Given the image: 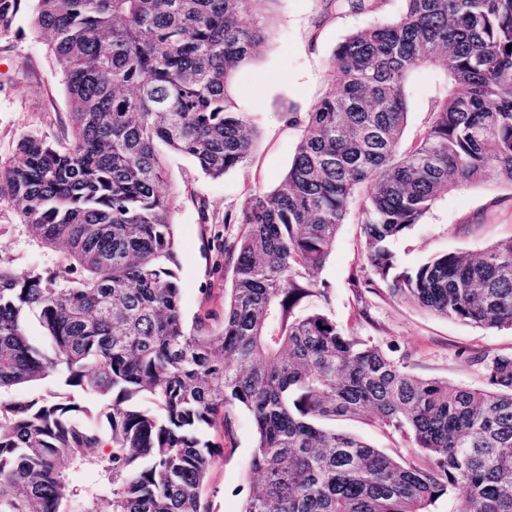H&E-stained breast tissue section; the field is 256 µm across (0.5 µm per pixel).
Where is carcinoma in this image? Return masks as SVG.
Wrapping results in <instances>:
<instances>
[{
  "label": "carcinoma",
  "instance_id": "1",
  "mask_svg": "<svg viewBox=\"0 0 512 512\" xmlns=\"http://www.w3.org/2000/svg\"><path fill=\"white\" fill-rule=\"evenodd\" d=\"M23 2L0 0L1 30ZM276 2L36 0L70 134L64 147L28 137L0 167V194L53 264L0 257V512H212L201 492L224 445L204 435L231 437L239 409L256 482L241 512H432L443 498L450 512H512V353L474 357L477 386L422 378L345 331L318 278L354 222L368 263L354 287L512 328V239L413 270L390 247L448 191L488 174L512 186V0H404L349 33L287 173L210 240L230 282L223 318L209 293L183 317L165 158L212 179L251 158L257 130L229 86ZM427 65L439 80L408 144L410 80ZM23 384L36 393L13 398ZM351 419L424 463L348 433Z\"/></svg>",
  "mask_w": 512,
  "mask_h": 512
}]
</instances>
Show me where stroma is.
Wrapping results in <instances>:
<instances>
[{
  "label": "stroma",
  "instance_id": "obj_1",
  "mask_svg": "<svg viewBox=\"0 0 512 512\" xmlns=\"http://www.w3.org/2000/svg\"><path fill=\"white\" fill-rule=\"evenodd\" d=\"M34 7L26 3L8 31L0 32V165L19 158L18 144L39 135L64 143L69 107L62 77L29 24ZM403 0H374L372 11L353 14L336 0H277L271 7L269 37L254 60L240 68L231 97L249 114L258 131L250 160L212 179L186 157L169 161L172 183L171 220L175 226L180 305L185 320L199 312L204 298L215 310L224 304V271L204 243L224 227V212L239 209L257 191H271L287 172L299 140L290 124L293 112H307L332 90L329 62L351 31L378 19L397 16ZM512 238V188L495 176L440 198L421 224L398 239L400 263L414 267L442 251H479ZM0 256L21 268H47V251L32 240L13 202L0 197ZM367 264L361 229L342 225L330 258L320 274L331 291V311L346 330L392 346L408 357L412 371L425 378L475 385L471 356L512 352V328L484 329L434 316L386 289L356 288L354 275ZM253 428L238 413L232 440L210 469L203 496L213 512H240L254 485L248 464Z\"/></svg>",
  "mask_w": 512,
  "mask_h": 512
}]
</instances>
